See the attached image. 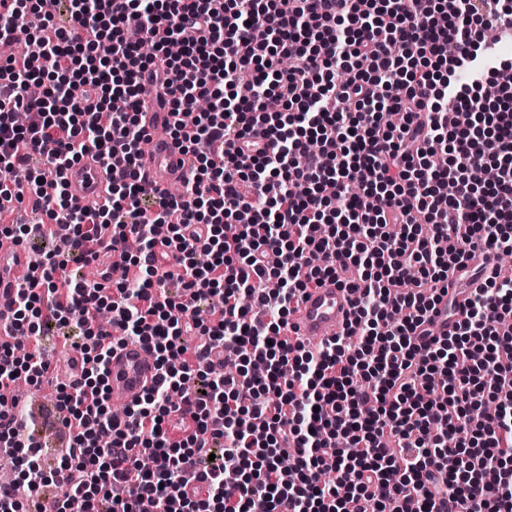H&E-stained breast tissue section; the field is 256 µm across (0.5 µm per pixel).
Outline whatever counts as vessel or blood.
Wrapping results in <instances>:
<instances>
[{
  "mask_svg": "<svg viewBox=\"0 0 512 512\" xmlns=\"http://www.w3.org/2000/svg\"><path fill=\"white\" fill-rule=\"evenodd\" d=\"M146 122L154 135L150 148L141 158V171L146 185L156 194H165L179 183L182 173L189 168V156L171 137L162 135L165 115L149 112ZM67 189L78 203L98 200L105 196L107 175L104 166L93 155H86L63 174ZM38 275L28 251L13 239L0 237V335H6L12 318V300L20 285ZM354 297L330 277L306 291L297 304L292 321L304 343H321L335 336L351 320ZM451 328L448 302L440 300L430 314L427 324L429 336L445 338ZM158 377L154 358L139 342L127 341L112 351L108 384L113 400L132 402L153 386Z\"/></svg>",
  "mask_w": 512,
  "mask_h": 512,
  "instance_id": "obj_1",
  "label": "vessel or blood"
}]
</instances>
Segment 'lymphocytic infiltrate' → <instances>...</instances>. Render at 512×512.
I'll list each match as a JSON object with an SVG mask.
<instances>
[{"instance_id": "f902f5d3", "label": "lymphocytic infiltrate", "mask_w": 512, "mask_h": 512, "mask_svg": "<svg viewBox=\"0 0 512 512\" xmlns=\"http://www.w3.org/2000/svg\"><path fill=\"white\" fill-rule=\"evenodd\" d=\"M55 4L0 0V197L28 191L68 233L18 287L11 333L75 322L90 340L81 380L58 390L70 437L51 467L13 396L50 365L0 344V441L31 492L56 488L54 512H512V273L469 265L512 252V85L495 68L462 78L495 49L488 30L512 29V0H68L63 26ZM22 38L37 56L12 53ZM147 90L196 159L178 195L143 193ZM384 110L401 123L381 128ZM258 136L275 150L245 152ZM89 153L112 178L93 208L44 184ZM113 226L141 248L120 253L136 278L109 287L81 271ZM452 274L483 282L454 331L425 340ZM335 276L353 317L312 350L293 305ZM116 328L160 371L121 418ZM184 404L196 431L176 441ZM192 478L205 495L187 494Z\"/></svg>"}]
</instances>
